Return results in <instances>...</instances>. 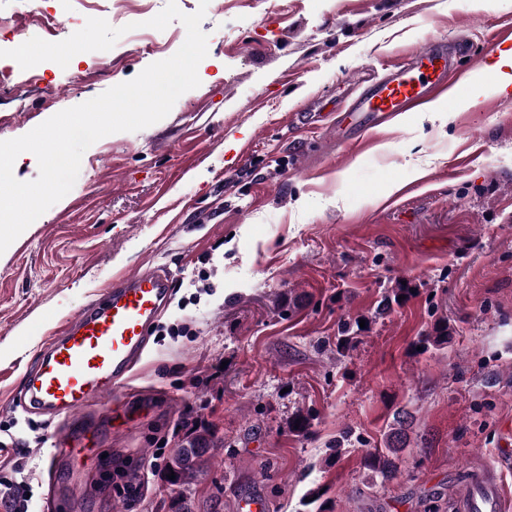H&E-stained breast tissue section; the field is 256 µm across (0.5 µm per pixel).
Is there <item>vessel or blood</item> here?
I'll use <instances>...</instances> for the list:
<instances>
[{
	"instance_id": "vessel-or-blood-1",
	"label": "vessel or blood",
	"mask_w": 512,
	"mask_h": 512,
	"mask_svg": "<svg viewBox=\"0 0 512 512\" xmlns=\"http://www.w3.org/2000/svg\"><path fill=\"white\" fill-rule=\"evenodd\" d=\"M459 49L428 42L400 66L366 85L331 127L337 143L358 139L398 115L421 110L446 93L448 74L459 66ZM174 277L164 267L121 272L103 295L68 319L46 341L36 368L16 397L33 414L67 417L85 411L123 389L143 357L151 329L166 307ZM45 457L53 467L72 447L94 455L99 441L92 428L65 431L52 439ZM502 472L489 465L474 472L456 502L458 512H504Z\"/></svg>"
}]
</instances>
